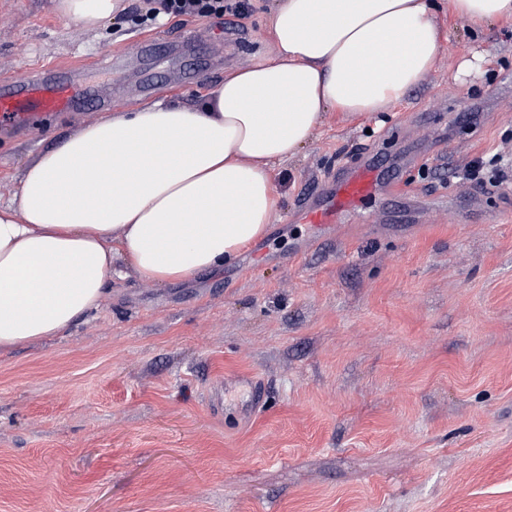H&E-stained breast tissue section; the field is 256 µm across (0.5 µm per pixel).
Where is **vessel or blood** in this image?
Instances as JSON below:
<instances>
[{
  "mask_svg": "<svg viewBox=\"0 0 512 512\" xmlns=\"http://www.w3.org/2000/svg\"><path fill=\"white\" fill-rule=\"evenodd\" d=\"M90 89L67 76L24 75L0 85V125L25 128L45 117L72 112L89 96ZM381 191L378 169L372 161L345 167L329 186L321 187L313 205L304 211L308 223L325 233L355 214Z\"/></svg>",
  "mask_w": 512,
  "mask_h": 512,
  "instance_id": "b4317fda",
  "label": "vessel or blood"
}]
</instances>
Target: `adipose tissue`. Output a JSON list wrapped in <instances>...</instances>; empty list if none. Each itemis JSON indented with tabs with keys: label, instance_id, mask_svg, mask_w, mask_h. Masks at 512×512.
I'll return each mask as SVG.
<instances>
[{
	"label": "adipose tissue",
	"instance_id": "obj_1",
	"mask_svg": "<svg viewBox=\"0 0 512 512\" xmlns=\"http://www.w3.org/2000/svg\"><path fill=\"white\" fill-rule=\"evenodd\" d=\"M119 0H54L87 28ZM460 19L512 17V0H448ZM434 0H278L275 54L225 77L201 106L156 102L84 125L25 167L0 204V349L57 335L96 309L113 264L170 284L223 268L263 237L276 163L324 114L380 112L432 70Z\"/></svg>",
	"mask_w": 512,
	"mask_h": 512
}]
</instances>
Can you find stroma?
Listing matches in <instances>:
<instances>
[{"label":"stroma","mask_w":512,"mask_h":512,"mask_svg":"<svg viewBox=\"0 0 512 512\" xmlns=\"http://www.w3.org/2000/svg\"><path fill=\"white\" fill-rule=\"evenodd\" d=\"M252 2L145 23L121 0L87 29L53 0H0V83L70 67L106 96L0 126V202L83 125L198 103L270 59L276 0ZM437 24V63L403 100L326 113L277 165L279 209L234 263L163 286L125 270L58 335L0 352V512H512V179L463 176L512 156V20ZM159 36L194 40L203 68L145 61L139 39ZM470 49L485 63L461 81ZM373 146L400 186L316 237L305 195ZM481 167L482 169L490 167L493 172V175L490 178H488L487 181L482 180L481 183L489 182L493 186H499L506 181V170H510L511 173L512 159H508L503 154L496 153L492 155L488 161L484 162L483 159L477 160L469 170V175L472 179H475L477 177L478 171Z\"/></svg>","instance_id":"stroma-1"}]
</instances>
